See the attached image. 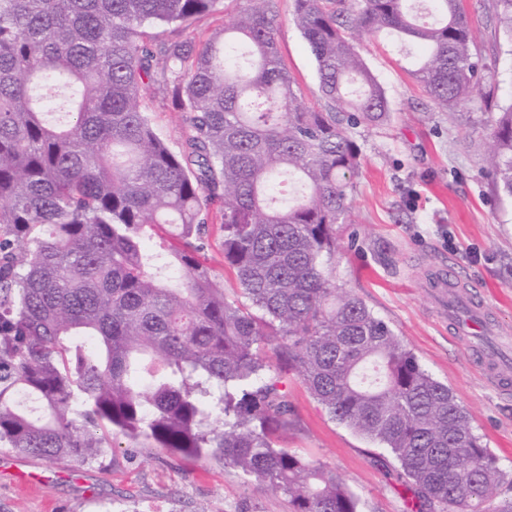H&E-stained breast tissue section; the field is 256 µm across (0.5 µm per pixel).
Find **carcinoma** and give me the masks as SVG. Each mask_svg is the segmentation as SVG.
I'll use <instances>...</instances> for the list:
<instances>
[{"instance_id": "cac0c4a2", "label": "carcinoma", "mask_w": 512, "mask_h": 512, "mask_svg": "<svg viewBox=\"0 0 512 512\" xmlns=\"http://www.w3.org/2000/svg\"><path fill=\"white\" fill-rule=\"evenodd\" d=\"M243 2L198 39L224 0H0V449L50 465L119 439L212 450L293 512H360L336 469L285 445L288 369L390 454L414 512H512L448 384L336 282L354 131L390 112L361 42L420 46L414 74L450 114L489 77L462 0H427L430 22L410 0H293L321 110L282 59L277 0ZM491 2L512 40V0ZM152 91L183 118L176 149ZM488 128L512 198V104ZM212 198L232 298L205 256Z\"/></svg>"}]
</instances>
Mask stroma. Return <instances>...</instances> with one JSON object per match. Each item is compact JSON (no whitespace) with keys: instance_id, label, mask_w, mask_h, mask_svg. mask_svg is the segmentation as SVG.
Segmentation results:
<instances>
[{"instance_id":"1","label":"stroma","mask_w":512,"mask_h":512,"mask_svg":"<svg viewBox=\"0 0 512 512\" xmlns=\"http://www.w3.org/2000/svg\"><path fill=\"white\" fill-rule=\"evenodd\" d=\"M473 36L491 67L496 101L512 102V46L496 27L490 0H463ZM282 58L309 103L318 101L315 59L278 0ZM363 59L389 101L387 125L357 133L360 167L352 221L338 228L336 280L400 336L467 410L474 432L504 474L497 497H512V392L501 393L476 364L465 338L427 286L451 273L493 304L512 330V200L495 196L483 171L488 129L482 97L454 114L436 112L411 70L415 48L381 35L363 42ZM298 429L290 448L334 466L362 512H407L410 497L390 480V455L338 421L288 377ZM0 512H292L287 498L260 489L216 456L161 448L107 449L85 464L48 467L38 457L0 450Z\"/></svg>"}]
</instances>
